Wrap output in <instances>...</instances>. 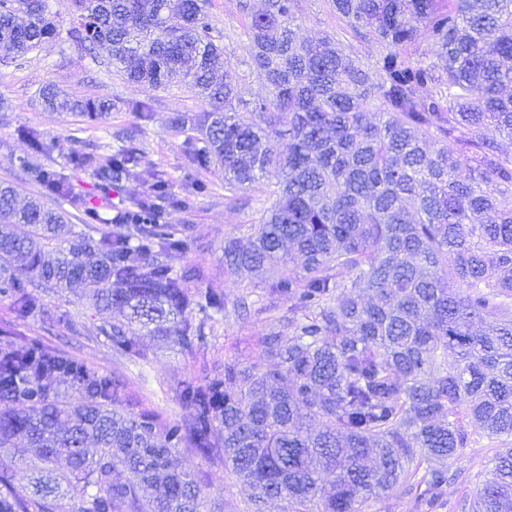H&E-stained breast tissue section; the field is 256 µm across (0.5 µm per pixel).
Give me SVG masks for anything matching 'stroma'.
Returning a JSON list of instances; mask_svg holds the SVG:
<instances>
[{
    "label": "stroma",
    "mask_w": 512,
    "mask_h": 512,
    "mask_svg": "<svg viewBox=\"0 0 512 512\" xmlns=\"http://www.w3.org/2000/svg\"><path fill=\"white\" fill-rule=\"evenodd\" d=\"M207 13L211 25L223 35V74L240 81L245 100L267 96L266 83L251 72L245 36L247 19L239 9V0H209ZM299 24L305 36H332L346 55L368 71L372 81H380L382 73L375 66L380 45L352 32L336 16L329 0H301ZM48 82L77 96L116 100L117 107L97 126L83 125L69 113L53 112L41 105L39 90ZM148 96L154 97L156 106L155 118L150 123L141 121L127 107L129 101ZM200 108V102L186 88L174 86L152 92L121 79L103 59L85 55L64 36L40 52L22 57L0 53V181L13 182L21 193H31L19 166L20 158L29 155L30 147L19 130L33 126L52 147L51 169L65 174L74 192L92 200H100L101 195L95 191L90 173L70 168L68 158L73 151L94 145L101 155H108L110 135L117 131L133 137L143 166L163 172L174 191H183L187 180L194 176L206 185L205 192L196 196L192 210L167 211V222L177 228L190 227L199 244L192 253L173 255L170 263L177 270L199 267L204 274L203 288L231 300L246 297L248 309L238 315H217L205 320L207 343L195 354L182 353L161 338L144 335L140 341L148 353L147 359H116L110 342L93 333L94 327L104 320V313L87 306L76 290L47 298V306L61 318L54 325L34 317H20L11 300L0 298V329L11 330L18 340H36L63 350L90 368L112 375L143 405L169 419L181 418L186 413L177 396L180 382L201 379L206 370L227 359L251 361L261 351L262 337L288 316L287 302L267 309L263 289L247 287L240 275L224 271L225 239L243 235L245 225L254 222L257 209L263 206L264 197L253 192L248 198L234 199L225 191L222 176L188 168L183 137L168 128L167 119L171 113L191 115ZM495 448L493 440L477 432L449 460L448 470L455 473L456 479L448 485L447 504L473 499ZM184 458L201 480L207 497L223 499L224 512H246L249 490L245 485L230 478L223 466L205 462L192 452H185Z\"/></svg>",
    "instance_id": "obj_1"
}]
</instances>
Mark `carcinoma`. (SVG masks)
Here are the masks:
<instances>
[{
	"instance_id": "obj_1",
	"label": "carcinoma",
	"mask_w": 512,
	"mask_h": 512,
	"mask_svg": "<svg viewBox=\"0 0 512 512\" xmlns=\"http://www.w3.org/2000/svg\"><path fill=\"white\" fill-rule=\"evenodd\" d=\"M70 2L66 35L87 54L106 45L124 80L183 85L202 102L168 120L186 134L190 168L219 170L233 195L276 178L247 241L224 242V269L287 300L289 334L263 337L250 364L182 382L189 415L176 421L126 409L123 384L64 352L0 341V403L20 406L0 413V512H224L206 504L186 448L247 484L253 512L269 500L284 512H364L417 475L418 512H435L445 463L471 428L502 448L458 507L512 512V155L498 143L512 138V0H330L382 47L378 83L331 37L302 35L299 0L258 12L243 2L254 69L272 87L246 104L239 83L215 77L224 46L207 0ZM60 34L47 0H0L1 50L25 56ZM39 98L91 124L115 106L52 82ZM19 134L50 156L40 130ZM69 164L105 196L130 181L152 193L105 217L45 163L22 160L37 194L20 203L0 182V295L20 315L51 321L44 296L79 286L90 305L119 311L97 326L115 356L144 359L133 325L193 354L205 339L195 315L245 308L200 289L196 268L168 263L196 240L167 209H192L202 184L175 193L131 143L104 159L75 151ZM97 223L127 233L94 237ZM489 313L495 321L476 327Z\"/></svg>"
}]
</instances>
